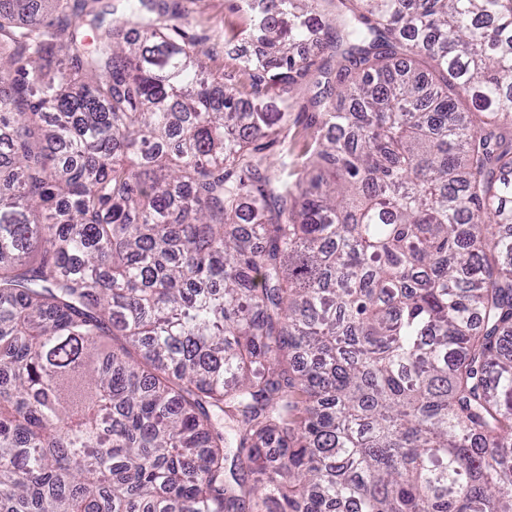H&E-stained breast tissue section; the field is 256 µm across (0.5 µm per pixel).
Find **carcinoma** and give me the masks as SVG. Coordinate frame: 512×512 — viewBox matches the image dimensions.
<instances>
[{"label": "carcinoma", "instance_id": "obj_1", "mask_svg": "<svg viewBox=\"0 0 512 512\" xmlns=\"http://www.w3.org/2000/svg\"><path fill=\"white\" fill-rule=\"evenodd\" d=\"M100 2L0 0V512H512V0H240L246 98ZM307 96V91L304 89L298 90L296 94V101L292 110L291 116L288 117V139L284 145H276L269 152L276 158L280 153L285 152L288 148V162L294 160V170L302 169V164L305 162L308 155L304 156V152L312 142V136L315 128L309 125V116L307 112H300V105Z\"/></svg>", "mask_w": 512, "mask_h": 512}]
</instances>
